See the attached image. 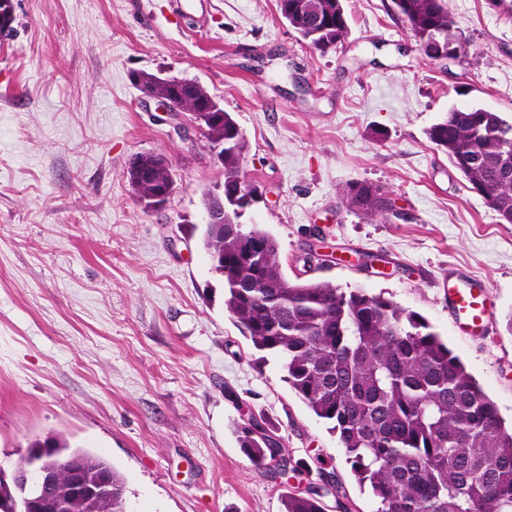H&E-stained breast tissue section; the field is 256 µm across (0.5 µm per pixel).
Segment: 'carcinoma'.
I'll list each match as a JSON object with an SVG mask.
<instances>
[{
	"instance_id": "cac0c4a2",
	"label": "carcinoma",
	"mask_w": 512,
	"mask_h": 512,
	"mask_svg": "<svg viewBox=\"0 0 512 512\" xmlns=\"http://www.w3.org/2000/svg\"><path fill=\"white\" fill-rule=\"evenodd\" d=\"M419 50L454 38L448 0H392ZM293 12L316 11L322 25L294 28L310 47L325 53L349 33L343 0H288ZM193 81L176 80L171 103L188 108ZM431 144L471 186L484 187V201L504 224H512V120L480 107L451 108L426 132ZM247 151L244 132L224 113V196L235 191ZM349 206L366 214L384 211L379 188L352 183L342 189ZM259 238L262 261L254 258ZM203 247L224 281V306L263 359H274L293 393L338 434L357 480L368 485L376 512H512V428L480 389L460 358L430 324L381 295L346 291L329 280H292L278 261L270 233L251 228L230 236L209 224ZM224 257L215 258V253ZM240 447L255 467L265 468L270 449L258 430L239 428ZM36 457L46 469L68 462L92 479L112 480V512H127L126 487L107 462L82 448L49 438L33 444L22 467ZM34 483L0 479V499L15 512L41 499ZM283 512H324L322 496L290 492Z\"/></svg>"
}]
</instances>
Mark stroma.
Segmentation results:
<instances>
[{"instance_id": "1", "label": "stroma", "mask_w": 512, "mask_h": 512, "mask_svg": "<svg viewBox=\"0 0 512 512\" xmlns=\"http://www.w3.org/2000/svg\"><path fill=\"white\" fill-rule=\"evenodd\" d=\"M13 5L0 37V467L54 436L124 477L128 512H282V494L328 482L325 512H375L336 434L226 311L202 245L224 168L145 96L141 72L195 80L235 118L264 195L242 222L276 238L289 278L421 314L512 423V224L426 137L452 106L512 118V20L448 0L462 47L434 61L391 0H345L350 32L325 53L277 0ZM155 152L173 190L152 211L126 172ZM355 182L391 210L351 209L341 190ZM450 274L488 285L486 333L451 327ZM247 414L298 470L260 473L238 441Z\"/></svg>"}]
</instances>
